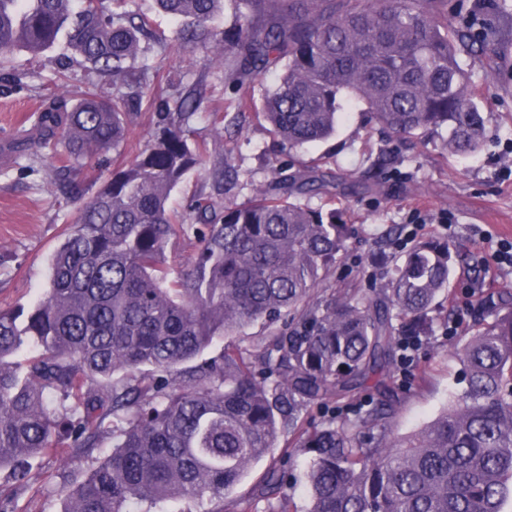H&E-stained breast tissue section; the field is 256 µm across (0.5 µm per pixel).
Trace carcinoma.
<instances>
[{
  "mask_svg": "<svg viewBox=\"0 0 512 512\" xmlns=\"http://www.w3.org/2000/svg\"><path fill=\"white\" fill-rule=\"evenodd\" d=\"M184 21L176 40L239 85L276 83L261 115L289 150L336 132L351 103L396 137L436 138L452 155L495 132L461 55L490 74L509 46L512 0L478 22L448 23L444 0H235L230 28L214 31L226 0H155ZM131 0H0V68L19 53L58 49L55 88L80 60L112 78V94H52L38 120L62 146L56 190L124 145L143 103L156 105L148 144L76 211L49 261V288L26 314L0 308V512L21 503L32 461L59 462L60 512H224V498L277 449L307 448L306 512H504L512 501V291L475 300L479 317L453 356L465 387L423 428L396 433L404 401L390 384L405 345L433 336L439 296L457 255L432 237L372 258L359 280L330 275L348 254L351 225L333 200L339 184L311 158L224 204L238 173L218 136L195 137L203 93L164 79L163 60L139 65L169 39ZM199 170L186 211L172 192ZM196 248L174 273L168 248ZM262 322L251 348L214 344ZM371 389L352 415L315 407ZM56 396L50 404L46 395ZM112 440L107 452L105 440ZM287 479L271 462L251 496L291 512Z\"/></svg>",
  "mask_w": 512,
  "mask_h": 512,
  "instance_id": "cac0c4a2",
  "label": "carcinoma"
}]
</instances>
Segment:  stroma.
Here are the masks:
<instances>
[{
	"label": "stroma",
	"mask_w": 512,
	"mask_h": 512,
	"mask_svg": "<svg viewBox=\"0 0 512 512\" xmlns=\"http://www.w3.org/2000/svg\"><path fill=\"white\" fill-rule=\"evenodd\" d=\"M167 63L184 82L202 80L211 86L198 109L200 135L210 132L216 101L239 97L243 120L224 132V158L242 178L262 184L273 178L281 148L255 109L265 94L262 86L233 91L222 69L202 70L198 55L172 45ZM14 74L0 71V308L34 306L49 286V257L63 239L77 207L109 179L113 169L129 162L136 146L150 138L149 111H142L130 130L125 150L102 154L93 172L72 178L71 197L52 192L57 164L52 148L42 146L36 131L46 94L53 89L54 53L33 59L18 54ZM477 93L499 128L481 151L451 156L439 142L416 139L397 143L380 127H368L362 107H349L336 135L311 144L309 157L327 155L337 176L363 175L376 181L370 193H350L336 200L356 239L332 280L356 277L374 251L395 250L414 235H434L462 256L450 281L445 308L471 300L475 279L490 269L495 289L512 290V266L496 263L500 244L512 243V51L500 61L495 77H487L479 61L470 63ZM373 139L380 159L369 157L365 141ZM456 333L440 326L430 343L410 353L396 379L426 374L423 387L411 388L398 416L406 434L431 421L450 393L460 390L461 366L452 357Z\"/></svg>",
	"instance_id": "stroma-1"
}]
</instances>
